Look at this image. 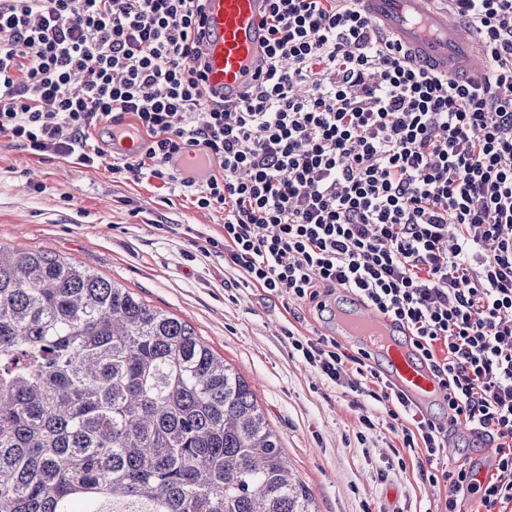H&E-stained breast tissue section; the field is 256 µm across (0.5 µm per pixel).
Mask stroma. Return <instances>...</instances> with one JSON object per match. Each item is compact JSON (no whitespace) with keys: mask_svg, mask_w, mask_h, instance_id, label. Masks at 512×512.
Instances as JSON below:
<instances>
[{"mask_svg":"<svg viewBox=\"0 0 512 512\" xmlns=\"http://www.w3.org/2000/svg\"><path fill=\"white\" fill-rule=\"evenodd\" d=\"M224 217L161 180L113 175L108 163L71 164L0 137V243L52 252L187 322L248 383L317 512H434L438 492L395 456L401 439L385 407L351 398L291 352L287 332L335 335L330 311L289 310L237 286L220 252ZM368 415L372 428H362ZM442 466L491 465L486 440L449 426Z\"/></svg>","mask_w":512,"mask_h":512,"instance_id":"obj_1","label":"stroma"}]
</instances>
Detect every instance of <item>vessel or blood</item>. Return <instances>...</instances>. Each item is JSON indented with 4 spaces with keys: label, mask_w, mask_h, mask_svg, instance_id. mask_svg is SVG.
<instances>
[{
    "label": "vessel or blood",
    "mask_w": 512,
    "mask_h": 512,
    "mask_svg": "<svg viewBox=\"0 0 512 512\" xmlns=\"http://www.w3.org/2000/svg\"><path fill=\"white\" fill-rule=\"evenodd\" d=\"M365 12L402 46L414 63L451 77L483 79L488 61L470 28L437 0H360ZM265 0H207L205 49L208 83L225 99L240 101L266 61ZM337 336L355 340L385 363L388 376L409 400L425 406L439 386L416 355L403 328L358 303L336 311Z\"/></svg>",
    "instance_id": "vessel-or-blood-1"
}]
</instances>
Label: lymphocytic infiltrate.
I'll use <instances>...</instances> for the list:
<instances>
[{
    "label": "lymphocytic infiltrate",
    "instance_id": "f902f5d3",
    "mask_svg": "<svg viewBox=\"0 0 512 512\" xmlns=\"http://www.w3.org/2000/svg\"><path fill=\"white\" fill-rule=\"evenodd\" d=\"M205 0H0V136L80 164L92 129L143 142L113 174L148 175L224 216V261L290 306L336 288L405 328L448 421L417 414L333 337L288 343L328 382L376 385L387 427L436 512H512V0H448L490 67L480 81L418 68L358 0H266L268 65L224 102L203 61ZM204 154L209 177L173 160ZM487 432L484 480L444 469L448 424Z\"/></svg>",
    "mask_w": 512,
    "mask_h": 512
}]
</instances>
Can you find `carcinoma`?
<instances>
[{
	"label": "carcinoma",
	"instance_id": "carcinoma-1",
	"mask_svg": "<svg viewBox=\"0 0 512 512\" xmlns=\"http://www.w3.org/2000/svg\"><path fill=\"white\" fill-rule=\"evenodd\" d=\"M0 512H316L239 373L126 288L0 244Z\"/></svg>",
	"mask_w": 512,
	"mask_h": 512
}]
</instances>
